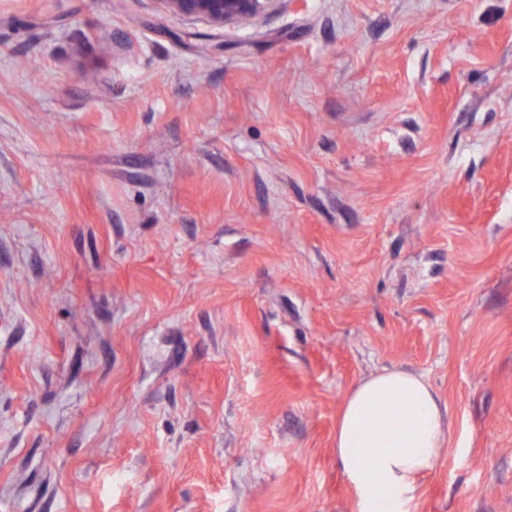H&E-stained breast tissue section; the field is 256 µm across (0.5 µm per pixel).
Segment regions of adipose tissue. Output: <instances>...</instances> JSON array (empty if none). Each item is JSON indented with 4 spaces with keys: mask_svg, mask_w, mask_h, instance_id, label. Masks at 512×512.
Segmentation results:
<instances>
[{
    "mask_svg": "<svg viewBox=\"0 0 512 512\" xmlns=\"http://www.w3.org/2000/svg\"><path fill=\"white\" fill-rule=\"evenodd\" d=\"M446 413L420 374L390 369L346 395L336 422V460L358 512H409L422 476L445 443ZM379 449L369 458L368 449Z\"/></svg>",
    "mask_w": 512,
    "mask_h": 512,
    "instance_id": "1",
    "label": "adipose tissue"
}]
</instances>
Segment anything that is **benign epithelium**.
Here are the masks:
<instances>
[{"mask_svg":"<svg viewBox=\"0 0 512 512\" xmlns=\"http://www.w3.org/2000/svg\"><path fill=\"white\" fill-rule=\"evenodd\" d=\"M161 9L202 19L221 29L243 20L257 19L275 10L281 0H157Z\"/></svg>","mask_w":512,"mask_h":512,"instance_id":"benign-epithelium-1","label":"benign epithelium"}]
</instances>
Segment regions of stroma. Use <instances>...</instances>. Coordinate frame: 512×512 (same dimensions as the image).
I'll return each mask as SVG.
<instances>
[{"label": "stroma", "instance_id": "35a3bbf8", "mask_svg": "<svg viewBox=\"0 0 512 512\" xmlns=\"http://www.w3.org/2000/svg\"><path fill=\"white\" fill-rule=\"evenodd\" d=\"M385 369L512 512V0H0V512H357ZM161 9L202 19L221 29L243 20L257 19L275 10L281 0H157Z\"/></svg>", "mask_w": 512, "mask_h": 512}]
</instances>
